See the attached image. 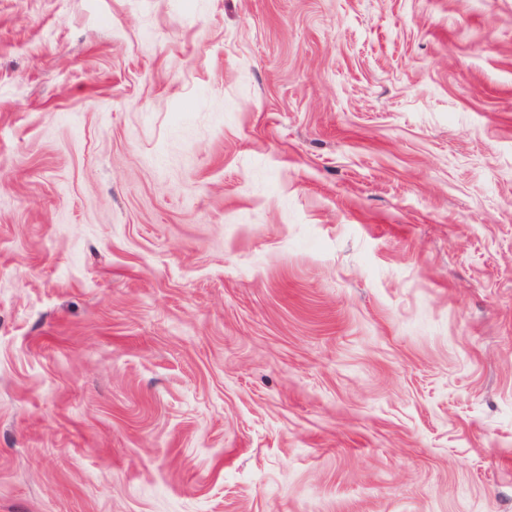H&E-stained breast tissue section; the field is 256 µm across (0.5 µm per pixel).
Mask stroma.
Masks as SVG:
<instances>
[{
  "instance_id": "obj_1",
  "label": "stroma",
  "mask_w": 512,
  "mask_h": 512,
  "mask_svg": "<svg viewBox=\"0 0 512 512\" xmlns=\"http://www.w3.org/2000/svg\"><path fill=\"white\" fill-rule=\"evenodd\" d=\"M0 512H512V0H0Z\"/></svg>"
}]
</instances>
